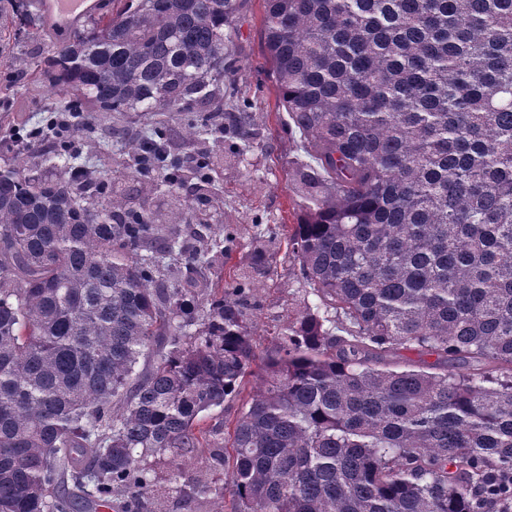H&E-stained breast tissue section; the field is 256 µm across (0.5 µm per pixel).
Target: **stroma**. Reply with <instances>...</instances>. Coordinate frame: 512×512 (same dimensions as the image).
Instances as JSON below:
<instances>
[{"instance_id": "obj_1", "label": "stroma", "mask_w": 512, "mask_h": 512, "mask_svg": "<svg viewBox=\"0 0 512 512\" xmlns=\"http://www.w3.org/2000/svg\"><path fill=\"white\" fill-rule=\"evenodd\" d=\"M263 17V0H242L233 17L237 65L232 82L242 110L254 113L261 137L243 151L222 147L218 164L224 200L196 210L193 218L231 229L233 241L224 258L228 275L250 273L256 242L266 240L267 264L254 281L259 305L255 341L264 347L308 294L299 264L289 255L282 235L283 225L299 221L302 199L292 172L306 156L289 132L287 114L279 102L262 40ZM54 49L50 41L16 39L0 54V136L14 127L40 123L48 110L62 105L60 94L30 75ZM89 122V128L74 138L81 164L96 176L107 177L116 188H133L138 171L120 146L126 131L145 127V117L135 112L123 117L93 112Z\"/></svg>"}]
</instances>
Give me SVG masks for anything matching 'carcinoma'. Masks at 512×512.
Listing matches in <instances>:
<instances>
[{"label":"carcinoma","mask_w":512,"mask_h":512,"mask_svg":"<svg viewBox=\"0 0 512 512\" xmlns=\"http://www.w3.org/2000/svg\"><path fill=\"white\" fill-rule=\"evenodd\" d=\"M240 2L106 0L36 79L77 117L186 113L180 146L153 122L128 147L170 192L209 187L189 148L259 135L224 84ZM264 2L311 159L286 241L314 300L260 349L251 281L214 278L224 233L192 205L157 224L90 190L65 130L29 143L50 182L0 144V512H480L512 476V0ZM19 35L47 37L7 0L0 41Z\"/></svg>","instance_id":"cac0c4a2"}]
</instances>
